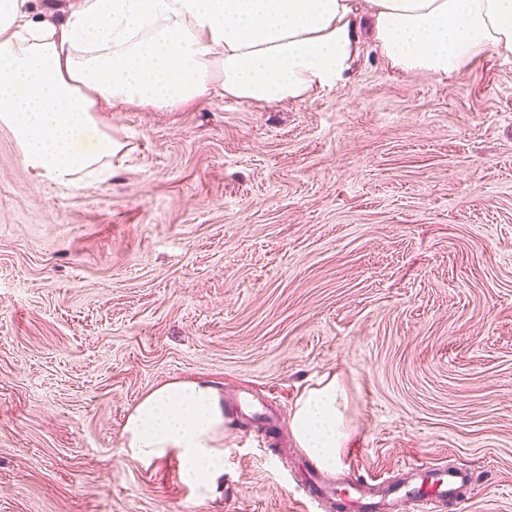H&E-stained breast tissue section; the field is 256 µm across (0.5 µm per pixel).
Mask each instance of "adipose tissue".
Returning a JSON list of instances; mask_svg holds the SVG:
<instances>
[{"mask_svg": "<svg viewBox=\"0 0 512 512\" xmlns=\"http://www.w3.org/2000/svg\"><path fill=\"white\" fill-rule=\"evenodd\" d=\"M27 2L0 0V125L37 176L70 185L121 150L94 115L101 101L299 105L350 79L365 27L407 73L450 77L489 53L512 55V0H81L40 20ZM348 404L334 375L295 403L292 434L324 466L351 437ZM120 446L145 467L177 456L207 499L224 473L220 394L200 381L161 384L131 409Z\"/></svg>", "mask_w": 512, "mask_h": 512, "instance_id": "obj_1", "label": "adipose tissue"}]
</instances>
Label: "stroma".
Wrapping results in <instances>:
<instances>
[{
  "mask_svg": "<svg viewBox=\"0 0 512 512\" xmlns=\"http://www.w3.org/2000/svg\"><path fill=\"white\" fill-rule=\"evenodd\" d=\"M107 178L34 175L0 128V512H307L289 428L336 374L340 467L476 481L512 512V56L441 78L366 45L300 105L101 106ZM173 379L223 394L224 474L120 447Z\"/></svg>",
  "mask_w": 512,
  "mask_h": 512,
  "instance_id": "obj_1",
  "label": "stroma"
}]
</instances>
